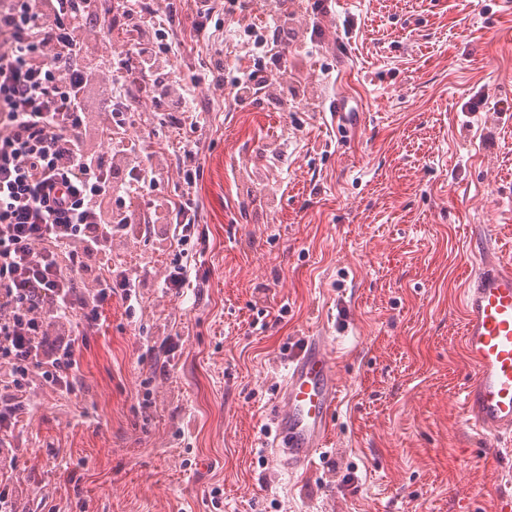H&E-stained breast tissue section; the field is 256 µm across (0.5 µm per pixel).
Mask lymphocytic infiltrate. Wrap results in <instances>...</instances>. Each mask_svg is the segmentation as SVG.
I'll return each mask as SVG.
<instances>
[{"instance_id":"obj_1","label":"lymphocytic infiltrate","mask_w":512,"mask_h":512,"mask_svg":"<svg viewBox=\"0 0 512 512\" xmlns=\"http://www.w3.org/2000/svg\"><path fill=\"white\" fill-rule=\"evenodd\" d=\"M172 4L158 0H0V447L23 409L14 391L41 378L69 391L79 374L84 330L120 295L134 312L138 283L112 268V244L140 215L135 201L166 171L126 132L136 124L133 94L146 88L162 126L195 116L198 79L171 71L178 50L166 29ZM126 33L122 48L103 55V29ZM210 86L239 100L264 84L261 63L224 80L212 53ZM105 101L92 111V94ZM111 145L101 153L98 144ZM178 197L164 198L162 223L173 225L182 250L164 277L170 294L187 282L188 248L199 221L196 143H187Z\"/></svg>"}]
</instances>
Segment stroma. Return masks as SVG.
I'll return each instance as SVG.
<instances>
[{
	"mask_svg": "<svg viewBox=\"0 0 512 512\" xmlns=\"http://www.w3.org/2000/svg\"><path fill=\"white\" fill-rule=\"evenodd\" d=\"M275 0H237L168 65L204 76ZM317 33H310L311 24ZM288 74L245 103L200 89V127L141 113L171 172L197 142L196 243L179 296L163 224L119 241L140 278L105 307L71 392H23L18 512H495L505 477L460 408L457 306L482 226L512 250V11L501 0H295ZM357 127L338 139L329 102ZM327 337L341 391L328 445L290 473L265 450L283 364ZM175 353H166L168 342ZM223 491L212 507L211 488Z\"/></svg>",
	"mask_w": 512,
	"mask_h": 512,
	"instance_id": "stroma-1",
	"label": "stroma"
}]
</instances>
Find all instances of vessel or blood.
<instances>
[{
  "mask_svg": "<svg viewBox=\"0 0 512 512\" xmlns=\"http://www.w3.org/2000/svg\"><path fill=\"white\" fill-rule=\"evenodd\" d=\"M471 251L475 266L459 301L467 366L462 409L493 456L512 457V258L483 234ZM285 370L270 415L274 437L268 449L273 460L296 473L307 470L313 454L325 446L340 389L326 337H304Z\"/></svg>",
  "mask_w": 512,
  "mask_h": 512,
  "instance_id": "b4317fda",
  "label": "vessel or blood"
}]
</instances>
